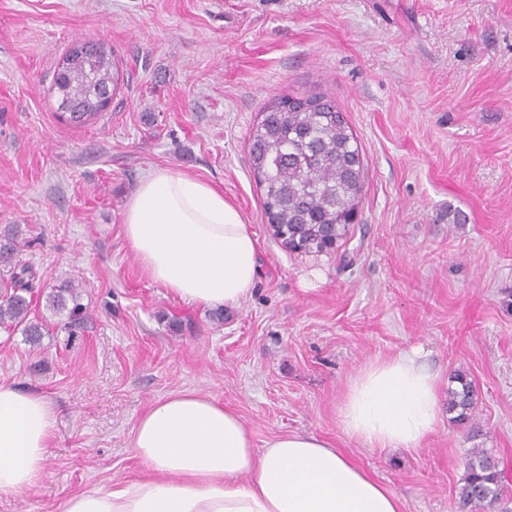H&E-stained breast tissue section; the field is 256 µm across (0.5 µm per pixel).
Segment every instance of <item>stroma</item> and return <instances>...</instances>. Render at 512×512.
I'll list each match as a JSON object with an SVG mask.
<instances>
[{
	"label": "stroma",
	"instance_id": "35a3bbf8",
	"mask_svg": "<svg viewBox=\"0 0 512 512\" xmlns=\"http://www.w3.org/2000/svg\"><path fill=\"white\" fill-rule=\"evenodd\" d=\"M85 41L113 51L118 89L75 125L53 75ZM283 94L333 100L360 146L357 220L331 252H289L262 210L249 135ZM157 167L210 183L252 225L260 272L239 307L182 301L143 274L123 211ZM11 226L45 288L81 284L88 317L72 334L36 307L37 348L0 330V381L57 414L41 479L0 512H61L145 475L131 429L182 390L233 407L256 448L293 432L333 441L402 512H458L473 448L512 476V0H0V232ZM412 349L440 376L434 432L409 449L349 438L348 380ZM460 372L475 437L448 411Z\"/></svg>",
	"mask_w": 512,
	"mask_h": 512
}]
</instances>
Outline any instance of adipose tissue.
I'll return each mask as SVG.
<instances>
[{
    "label": "adipose tissue",
    "instance_id": "adipose-tissue-1",
    "mask_svg": "<svg viewBox=\"0 0 512 512\" xmlns=\"http://www.w3.org/2000/svg\"><path fill=\"white\" fill-rule=\"evenodd\" d=\"M147 277L179 299L237 307L258 279L257 238L222 192L153 169L123 212ZM440 377L418 352L370 362L339 406L346 435L373 448H416L439 421ZM56 429L45 396L0 381V499L34 488ZM131 448L146 477L69 497L62 512H401L400 499L314 434L256 450L242 418L196 391L167 395L136 421Z\"/></svg>",
    "mask_w": 512,
    "mask_h": 512
}]
</instances>
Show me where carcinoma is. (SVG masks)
I'll return each mask as SVG.
<instances>
[{
    "instance_id": "1",
    "label": "carcinoma",
    "mask_w": 512,
    "mask_h": 512,
    "mask_svg": "<svg viewBox=\"0 0 512 512\" xmlns=\"http://www.w3.org/2000/svg\"><path fill=\"white\" fill-rule=\"evenodd\" d=\"M56 76L57 93L74 101L105 83L117 86L114 58L92 66L83 54L69 52ZM254 175L263 187V211L274 236L291 252L324 253L347 238L349 217L356 212L363 188L360 147L336 105L316 96H285L273 102L251 135ZM27 243L18 229L0 235V329L19 332L31 346L40 345L44 325L30 317L32 307L45 300L54 314L65 317L70 329L85 317L81 286L69 282L42 292L41 276L29 263L14 261ZM458 389L448 390V411L455 421H469L473 389L463 376ZM464 512H512V493L505 472L486 449L467 456L463 485L458 491Z\"/></svg>"
}]
</instances>
